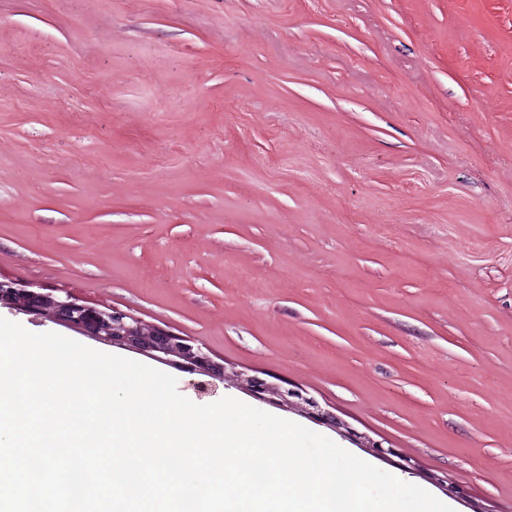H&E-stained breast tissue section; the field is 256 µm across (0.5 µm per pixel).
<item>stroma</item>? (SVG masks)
Returning a JSON list of instances; mask_svg holds the SVG:
<instances>
[{"label":"stroma","mask_w":512,"mask_h":512,"mask_svg":"<svg viewBox=\"0 0 512 512\" xmlns=\"http://www.w3.org/2000/svg\"><path fill=\"white\" fill-rule=\"evenodd\" d=\"M1 52L0 278L512 512V0H0ZM2 308L15 315L28 316L31 321L51 324L94 342L143 355L178 371L205 376L211 383L219 382L224 388L235 389L325 426L376 459L388 460L396 454L392 448L385 447L383 441L358 431L323 406L308 390L287 380H269L265 373L228 368L202 343L118 307L104 304L92 307L62 288L4 278L0 280V310ZM130 336H137L140 345H131ZM172 354L179 356L180 365L168 359Z\"/></svg>","instance_id":"1"}]
</instances>
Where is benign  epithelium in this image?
I'll return each mask as SVG.
<instances>
[{"label": "benign epithelium", "mask_w": 512, "mask_h": 512, "mask_svg": "<svg viewBox=\"0 0 512 512\" xmlns=\"http://www.w3.org/2000/svg\"><path fill=\"white\" fill-rule=\"evenodd\" d=\"M2 308L37 323L51 324L94 342L143 355L181 372L205 376L227 389L325 426L376 459L387 460L394 455L383 441L355 429L308 390L287 380L272 381L261 372L231 369L203 344L118 307H92L62 288L4 278L0 280ZM430 480L451 498L464 495V489L446 476L434 475Z\"/></svg>", "instance_id": "benign-epithelium-1"}]
</instances>
